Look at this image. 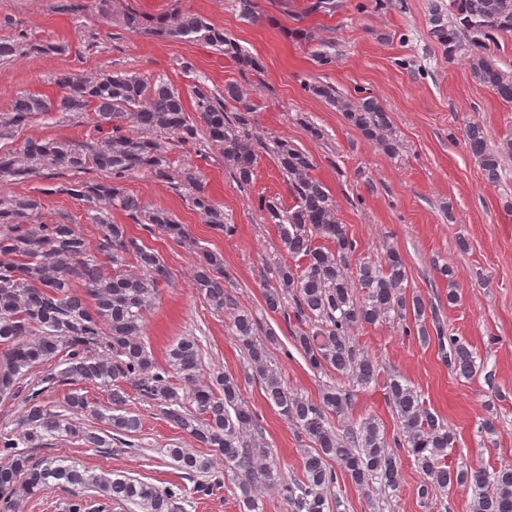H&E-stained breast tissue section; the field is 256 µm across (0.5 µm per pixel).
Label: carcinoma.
Listing matches in <instances>:
<instances>
[{"label": "carcinoma", "mask_w": 512, "mask_h": 512, "mask_svg": "<svg viewBox=\"0 0 512 512\" xmlns=\"http://www.w3.org/2000/svg\"><path fill=\"white\" fill-rule=\"evenodd\" d=\"M429 24L450 60L463 42H469L475 78L512 103V73L485 55L488 42L512 33V0H449L446 11L437 4L432 7ZM170 34L215 47L243 67L253 66L233 39L198 16L183 18ZM58 86L61 95L53 101L32 94L17 96L4 125L18 128L52 111L91 110L102 134L100 143L80 148L54 139L27 140L0 153V181L25 179L43 164L104 173L101 182L75 180L63 188L84 202L101 235L92 248L75 222H41L36 199L0 196V397H19L23 405L15 427L0 432V512H22L26 499L53 489L68 495V512H109L114 501L133 505L131 512H177L183 499L177 485L160 487L92 472L73 458L37 457L53 440L82 441L107 454L112 452V435H133L139 419L119 412L126 405V384L157 403L198 447L211 449L224 461V475L239 490L240 512H264V494L270 490L280 493L289 512H327L328 493L343 477L361 489L376 486L388 497L399 488L403 450L425 476L420 499H429L438 489L469 484L474 487L469 512H512V465L492 472L442 466L447 450L455 447L454 430L414 387L398 376L382 374L357 347L352 333L358 326L384 322L401 327L408 336L417 335L424 344L434 337L448 370L464 378L479 371L476 354L448 335L440 310L409 291L408 270L396 249L385 248L379 263L354 257L356 242L340 224L335 201L309 175L311 157L286 140L275 142L273 153L288 177L294 204L284 210L264 200L260 208L268 223L280 227L282 249L301 258L302 264L276 265L274 285L266 289L264 302L286 325H296L292 338L309 366L332 372L334 382L316 401L288 391L271 365L268 343L274 336H259V322L247 310L238 311L232 322L234 339L247 353L244 379L220 370L204 374L201 344L194 336L181 337L164 362H158L143 340L145 315L158 287L172 274L155 249L129 236L126 225L112 223L110 211L117 205L148 234L187 241L183 225L166 211L148 210L126 193L123 183L144 169L165 176L170 167L166 136L191 147L202 131L220 146L236 181L249 183L261 145L247 117L251 109L245 106L243 112L228 115L221 97L199 80L193 88L198 123L186 118L180 90L162 78L150 82L135 74L103 73L89 81L70 74L61 77ZM308 92L346 112L366 140L396 152V142L388 136L391 120L374 96L351 103L334 87L316 83ZM463 137L486 180L499 182L504 157L512 156V142L493 143L485 127L474 120L465 125ZM181 182L207 223L232 235L234 227L212 203L199 171L183 169ZM317 237L333 248L313 245ZM130 255L137 274L126 269ZM437 272L448 283V303H457L453 270L442 265ZM224 279L223 255L201 252L193 286L218 312L229 301ZM62 352L66 367L47 370L40 382H82L108 392L113 413L93 410L107 425L100 434L73 419L89 411L83 394L69 393L62 413L51 409L42 389L25 383L34 367L51 364ZM251 379L260 381L266 399L313 444L304 451L298 479L285 480L271 460L258 419L244 400L242 382ZM372 384L383 386L400 420L401 432L390 441L371 418L352 420L341 431L329 420L349 413L354 388ZM168 455L189 480L213 469V460L190 448H170ZM331 461L336 466L329 465Z\"/></svg>", "instance_id": "1"}]
</instances>
